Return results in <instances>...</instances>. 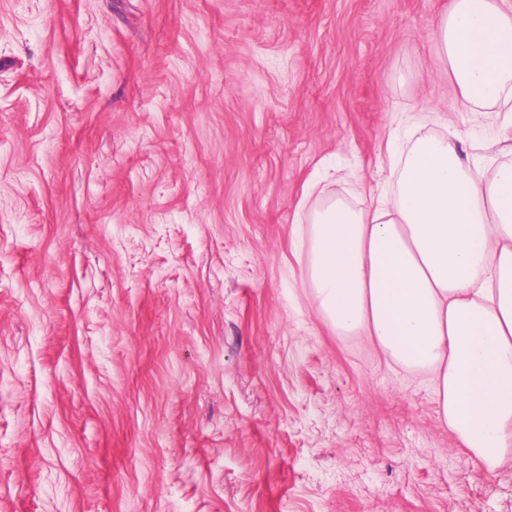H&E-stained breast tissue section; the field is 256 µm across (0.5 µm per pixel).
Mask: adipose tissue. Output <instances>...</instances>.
<instances>
[{
	"label": "adipose tissue",
	"mask_w": 512,
	"mask_h": 512,
	"mask_svg": "<svg viewBox=\"0 0 512 512\" xmlns=\"http://www.w3.org/2000/svg\"><path fill=\"white\" fill-rule=\"evenodd\" d=\"M440 55L475 112H512V12L452 0ZM391 194L364 207L311 184L306 284L319 316L383 357L430 374L438 413L471 458L512 453V159L490 173L426 134L392 159Z\"/></svg>",
	"instance_id": "1"
}]
</instances>
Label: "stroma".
Listing matches in <instances>:
<instances>
[{
  "mask_svg": "<svg viewBox=\"0 0 512 512\" xmlns=\"http://www.w3.org/2000/svg\"><path fill=\"white\" fill-rule=\"evenodd\" d=\"M449 4L0 0V512H512V456L323 321L295 244L407 126L512 150Z\"/></svg>",
  "mask_w": 512,
  "mask_h": 512,
  "instance_id": "35a3bbf8",
  "label": "stroma"
}]
</instances>
